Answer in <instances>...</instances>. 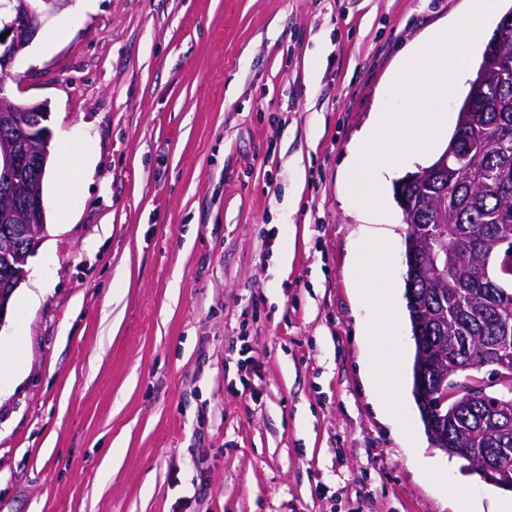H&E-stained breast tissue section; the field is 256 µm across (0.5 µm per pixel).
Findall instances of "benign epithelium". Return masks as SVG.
I'll list each match as a JSON object with an SVG mask.
<instances>
[{"mask_svg": "<svg viewBox=\"0 0 512 512\" xmlns=\"http://www.w3.org/2000/svg\"><path fill=\"white\" fill-rule=\"evenodd\" d=\"M33 0H3L0 10L12 15V20L0 29V35L8 33L11 40H0V70L24 50L34 34L40 29L43 18L61 8L62 0H39L40 5H32ZM49 112L47 104H15L4 94V84H0V125L13 126L19 137L0 143V188L4 190L5 211L18 209L17 218L24 224L25 243L17 245L7 238L0 242V255L4 257L22 256L32 252L34 244L45 230V207L42 193L30 185L31 180H40L45 172L49 156L50 133L43 125ZM481 394L491 393L499 385L509 384L508 375L497 370L479 379ZM456 453L479 465L488 482L501 488L512 489V471L489 460L478 459L479 452L473 448H458Z\"/></svg>", "mask_w": 512, "mask_h": 512, "instance_id": "benign-epithelium-1", "label": "benign epithelium"}]
</instances>
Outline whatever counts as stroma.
<instances>
[{
  "label": "stroma",
  "mask_w": 512,
  "mask_h": 512,
  "mask_svg": "<svg viewBox=\"0 0 512 512\" xmlns=\"http://www.w3.org/2000/svg\"><path fill=\"white\" fill-rule=\"evenodd\" d=\"M463 5L65 0L0 71L95 164L44 179L0 324L28 351L0 387V512H455L456 486L494 512L503 489L424 431L406 306L380 348L362 334L370 218L343 177L401 54ZM378 350L401 374L388 419ZM364 373L380 413L389 416L399 385V377L393 364L380 353L365 366Z\"/></svg>",
  "instance_id": "obj_1"
}]
</instances>
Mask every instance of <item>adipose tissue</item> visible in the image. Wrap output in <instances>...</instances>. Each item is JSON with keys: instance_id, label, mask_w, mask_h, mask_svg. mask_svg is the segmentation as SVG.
Listing matches in <instances>:
<instances>
[{"instance_id": "1", "label": "adipose tissue", "mask_w": 512, "mask_h": 512, "mask_svg": "<svg viewBox=\"0 0 512 512\" xmlns=\"http://www.w3.org/2000/svg\"><path fill=\"white\" fill-rule=\"evenodd\" d=\"M397 247L396 238L386 233L372 235L366 241L354 243L352 247L355 263H362L368 254L376 260L374 275L360 279L356 286L357 298L373 307V316L365 327L366 335H383L396 318V294L385 288L384 283L392 278L390 258ZM364 373L380 413L390 415L399 385V377L392 363L384 355H377L366 365Z\"/></svg>"}]
</instances>
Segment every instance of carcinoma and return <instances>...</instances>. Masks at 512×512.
<instances>
[{"instance_id":"obj_1","label":"carcinoma","mask_w":512,"mask_h":512,"mask_svg":"<svg viewBox=\"0 0 512 512\" xmlns=\"http://www.w3.org/2000/svg\"><path fill=\"white\" fill-rule=\"evenodd\" d=\"M477 146L466 162L448 149V168L417 183L399 181L395 198L414 200L403 211L404 257L421 260L424 273L406 277L414 337L412 394L420 420L437 449L475 448L512 454V391L497 394L498 410L482 402L434 394L419 396L422 380L459 368L455 379L489 370L495 361L512 366V274L506 279L483 267L506 250L512 234V7L500 17L459 107L449 138Z\"/></svg>"}]
</instances>
